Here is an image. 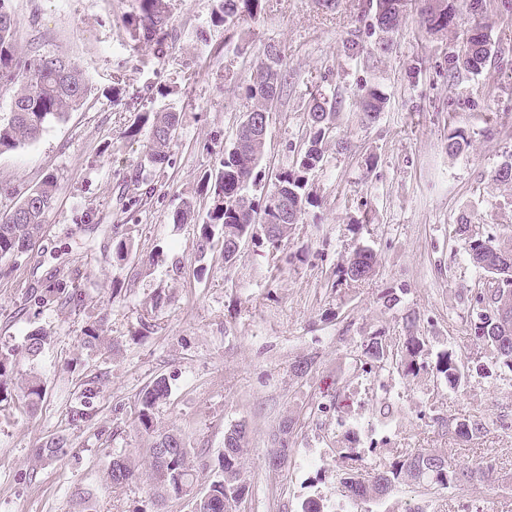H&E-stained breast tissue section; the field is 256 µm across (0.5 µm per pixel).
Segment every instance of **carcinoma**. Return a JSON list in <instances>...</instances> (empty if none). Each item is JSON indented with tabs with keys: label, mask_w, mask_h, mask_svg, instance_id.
Masks as SVG:
<instances>
[{
	"label": "carcinoma",
	"mask_w": 512,
	"mask_h": 512,
	"mask_svg": "<svg viewBox=\"0 0 512 512\" xmlns=\"http://www.w3.org/2000/svg\"><path fill=\"white\" fill-rule=\"evenodd\" d=\"M0 0V90L11 95V109L0 116V151L15 149L37 141L47 125L62 122L68 113L78 110L87 97L89 84L80 68L63 55H31L21 57L15 48L17 20ZM264 0H218L211 20L214 25H227L240 17H258ZM396 0H376L374 32L382 27L394 32L403 16L393 7ZM438 10L420 12L421 26L425 33L439 35L457 26L460 20L459 0H439ZM137 12L128 22L130 35L135 41L161 44L169 36L171 10L159 9L160 0H136ZM474 24L463 44L448 52V79L455 80L464 74L479 76L490 63L493 55L501 49L492 42L486 15L472 14ZM278 69V85L282 88L284 69L281 57H270V48L252 67L244 80V90L254 111L265 109L266 91L262 79L269 65ZM387 102L384 91L376 84L360 87L359 108L362 120L370 122L383 112ZM309 140L295 165L281 171L276 177L274 190L263 197L252 194L253 186L260 181L259 166L264 146L255 143L243 150L236 145L224 149L216 169L205 172L201 179V192L209 199L206 220L199 234V259H204L216 232L228 237H245L255 224L254 215L262 214L261 224L265 236L279 242L288 236V224L281 221L270 208L275 195L288 199V208L297 224L307 207L314 205L307 192L308 175L324 162L322 144L329 137L330 128L336 119L335 107L324 97H313L309 103ZM180 124L177 112H146L126 130L129 138H144V150L140 160L125 173V178L140 181L146 169H157L168 161L169 149L174 142ZM469 146V137L462 128L448 134V155L455 157ZM492 181L512 185V154L507 155L493 172ZM58 185L55 178L47 177L37 188L29 192L6 216H0V260L20 257L30 243L41 236L45 219L54 209ZM195 202L184 199L173 213L172 223L187 224L194 220ZM471 218L460 219L458 231L463 240L464 252L479 275V289L475 292L477 312L470 320L475 339L488 350L501 367L512 371V332L502 331L498 310L496 281L512 280V267L502 262V256L512 255V236L494 232L472 234ZM374 266V254L368 247H360L350 257L342 276L353 282L369 277ZM77 273H70L57 280L40 295L43 302H60L79 309L84 306L81 290L75 284ZM104 316L87 324L84 343L93 347L103 338ZM50 341V333L34 329L24 337L21 351L31 360L43 352ZM423 337L408 333L400 348L391 350L386 337L368 336L363 341L362 351L356 357L363 371L380 377L398 373L404 378L424 376L422 386L426 392L437 387L438 381L446 379L448 386L456 387L466 379L465 364L451 348L436 354L433 366L425 362ZM12 361L0 355V393L13 383ZM18 388L17 400L33 412L44 397V386L35 372L27 374ZM169 396V387L162 376L156 378L144 391L138 402L137 419L146 430L154 427L153 411ZM294 421L288 420L281 429L277 447L270 449L267 462L279 460V465L288 464L290 448L287 437ZM440 427L456 437H473L483 433L487 424L475 416L448 418ZM247 428L243 423L230 426L224 431V453L219 461L221 478L210 483L208 489L198 497L195 512H234L235 504L245 495V485L240 477L241 459L246 451ZM69 446L63 436H53L38 449V455L47 459L58 458ZM156 447L168 449L164 460L152 458L151 471L154 482L167 493L180 494L194 482L195 474L190 461L189 449L180 435L174 431L157 436ZM456 449L448 448H402L390 459L366 463L361 453L352 445L336 441V479L344 488L348 503L360 504L387 499L402 486L414 487L424 496L435 498L449 489L463 490L483 484L498 473L497 462L486 457L478 462H464L455 458ZM138 466L130 457L118 455L107 471L109 483L114 488L123 487L136 477Z\"/></svg>",
	"instance_id": "1"
}]
</instances>
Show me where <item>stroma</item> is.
I'll use <instances>...</instances> for the list:
<instances>
[{"label":"stroma","instance_id":"stroma-1","mask_svg":"<svg viewBox=\"0 0 512 512\" xmlns=\"http://www.w3.org/2000/svg\"><path fill=\"white\" fill-rule=\"evenodd\" d=\"M17 19V50L68 57L88 76L84 106L47 126L33 144L0 152V214L12 210L43 179L59 193L46 231L20 258L0 261V352H13L18 373L37 372L46 394L35 413L0 402V512H194L220 476L224 430L248 428L241 463L246 493L236 512H300L320 500L323 512H343L333 450L349 439L366 449L379 401L389 396L404 419L380 449L457 448L462 459L494 456L512 473V432L493 427L512 413V371L491 366L461 388L440 384L422 397L398 375L377 378L356 367L363 337L380 334L398 345L407 331L424 337L429 354L454 347L469 363L490 356L469 329L477 274L465 260L456 226L469 215L480 230L512 231V187L493 184L492 171L512 153V17L489 13L491 37L503 51L480 76L465 80L477 104L449 115L457 87L448 80V49L471 25L462 16L447 36L427 35L417 12L393 34L388 54L347 57L355 40L371 46L370 0H266L257 18L213 25L216 0H171L170 35L162 47L133 41L125 19L135 0H9ZM284 60L287 87L273 105L261 162L266 187L292 166L309 135L308 104L322 93L336 108V129L324 141L325 163L309 176L317 198L279 249L254 228L232 263L214 238L197 255L198 224L172 214L193 198L198 216L209 201L200 178L216 168L234 141L248 101L242 82L265 46ZM377 83L388 106L362 124L357 91ZM170 87L168 96L157 93ZM169 109L182 123L169 163L146 183L124 179L142 141L124 132L142 113ZM467 130L471 146L448 155L451 129ZM129 241L117 259L114 236ZM375 254L369 279L353 284L339 271L354 251ZM78 270L85 304L73 309L37 299L56 274ZM120 296H113V289ZM397 307L383 306V291ZM163 304H156V297ZM105 314V341L87 347L82 331ZM51 333L34 361L17 353L29 331ZM311 356L305 377L293 366ZM167 400L155 410L156 431L181 434L196 479L181 494H162L148 475L120 489L105 484L113 457L149 466L155 433L136 418L137 401L156 377ZM92 417L72 418L85 389ZM477 415L486 433L442 435L435 418ZM294 420L291 461L275 471L266 457L284 421ZM62 435L66 455L36 454ZM484 512H512V487L493 481L451 493Z\"/></svg>","mask_w":512,"mask_h":512}]
</instances>
